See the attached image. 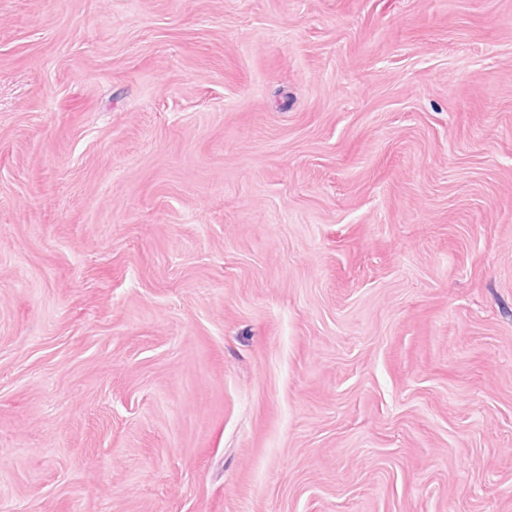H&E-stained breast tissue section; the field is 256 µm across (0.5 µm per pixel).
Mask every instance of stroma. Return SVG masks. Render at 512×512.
Listing matches in <instances>:
<instances>
[{
  "label": "stroma",
  "mask_w": 512,
  "mask_h": 512,
  "mask_svg": "<svg viewBox=\"0 0 512 512\" xmlns=\"http://www.w3.org/2000/svg\"><path fill=\"white\" fill-rule=\"evenodd\" d=\"M0 512H512V0H0Z\"/></svg>",
  "instance_id": "obj_1"
}]
</instances>
